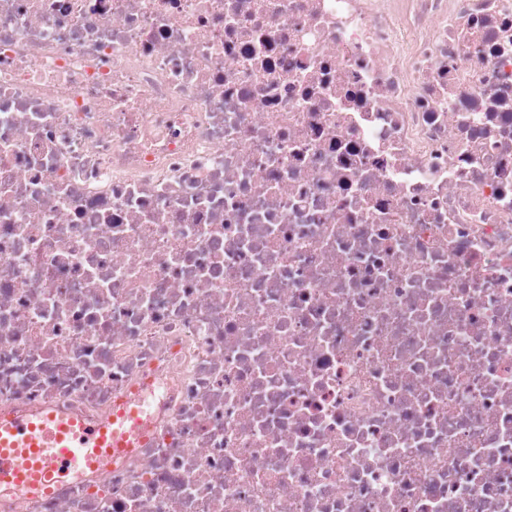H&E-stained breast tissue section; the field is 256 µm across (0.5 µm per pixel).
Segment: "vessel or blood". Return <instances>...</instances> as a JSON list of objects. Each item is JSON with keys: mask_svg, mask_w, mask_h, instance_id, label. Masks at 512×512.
Listing matches in <instances>:
<instances>
[{"mask_svg": "<svg viewBox=\"0 0 512 512\" xmlns=\"http://www.w3.org/2000/svg\"><path fill=\"white\" fill-rule=\"evenodd\" d=\"M139 424L133 410L117 424L96 427L50 414L38 422L26 415L0 422V489L31 493L103 466L129 447Z\"/></svg>", "mask_w": 512, "mask_h": 512, "instance_id": "vessel-or-blood-1", "label": "vessel or blood"}]
</instances>
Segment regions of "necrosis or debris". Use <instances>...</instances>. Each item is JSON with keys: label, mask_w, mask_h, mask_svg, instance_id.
I'll return each instance as SVG.
<instances>
[{"label": "necrosis or debris", "mask_w": 512, "mask_h": 512, "mask_svg": "<svg viewBox=\"0 0 512 512\" xmlns=\"http://www.w3.org/2000/svg\"><path fill=\"white\" fill-rule=\"evenodd\" d=\"M140 407L0 512H512V0H0V421Z\"/></svg>", "instance_id": "1"}]
</instances>
